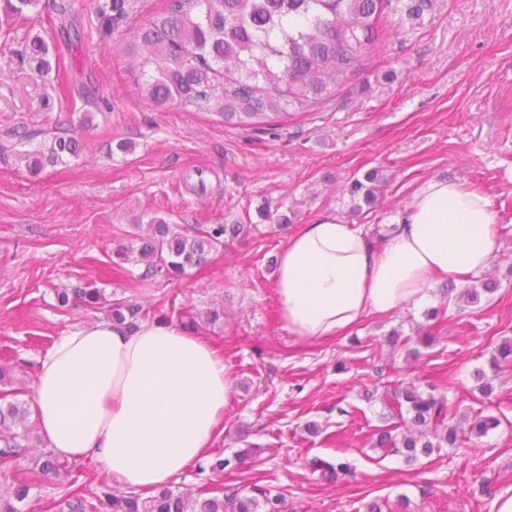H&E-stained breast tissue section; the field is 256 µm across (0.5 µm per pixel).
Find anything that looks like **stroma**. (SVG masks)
Wrapping results in <instances>:
<instances>
[{"label":"stroma","instance_id":"stroma-1","mask_svg":"<svg viewBox=\"0 0 512 512\" xmlns=\"http://www.w3.org/2000/svg\"><path fill=\"white\" fill-rule=\"evenodd\" d=\"M106 2L40 0L11 35L0 34V363L12 367L15 386L32 389L55 337L105 319L106 310L56 298L94 283L107 298L141 304L148 320L209 336L236 379L223 435L173 488L276 497L280 512H366L374 501L382 512H492L496 497L512 492V361L494 359L512 342V0H431L418 19L407 0H391L346 94L289 118L275 136L209 112L150 106L127 47L164 0H116L108 29L99 14ZM63 3L80 34L74 42L60 34ZM29 35L49 45L48 77L22 59ZM57 128L81 136L82 153L32 171L16 133ZM122 141L133 150H119ZM371 169L389 186L375 208L354 212L343 186ZM435 177L489 195L498 290L474 306L437 288L425 308L366 318L345 337L291 336L273 277L294 226L334 214L378 236ZM283 214L289 224H277ZM155 217L251 230L178 278L145 277L141 264L113 267L133 225ZM212 309L224 317L210 325ZM410 385L445 398L449 423L481 413L500 425L411 462L373 447V434L400 420L390 394ZM34 455L0 466V489L31 484L28 512H70L73 493L94 501L105 478L95 463L70 462L66 477L50 480ZM218 457L224 470L211 467ZM318 457L350 471L323 478L310 465Z\"/></svg>","mask_w":512,"mask_h":512}]
</instances>
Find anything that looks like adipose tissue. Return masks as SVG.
<instances>
[{"instance_id":"ef3b65f1","label":"adipose tissue","mask_w":512,"mask_h":512,"mask_svg":"<svg viewBox=\"0 0 512 512\" xmlns=\"http://www.w3.org/2000/svg\"><path fill=\"white\" fill-rule=\"evenodd\" d=\"M499 250L489 196L433 178L378 241L335 215L291 233L274 276L278 317L303 341L343 337L367 317L424 305L440 283L471 284ZM234 384L223 349L202 333L103 320L63 332L39 358L32 418L60 457L148 494L206 457Z\"/></svg>"}]
</instances>
